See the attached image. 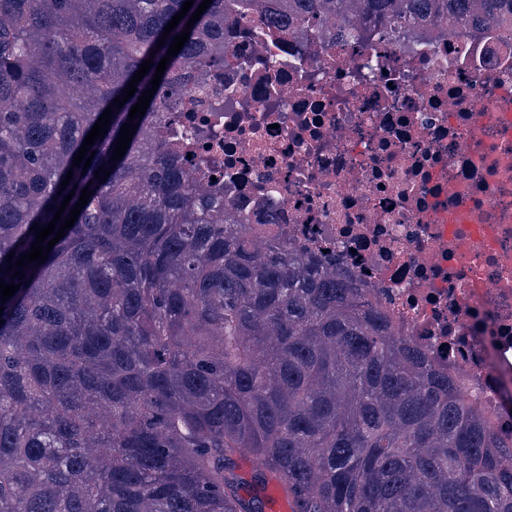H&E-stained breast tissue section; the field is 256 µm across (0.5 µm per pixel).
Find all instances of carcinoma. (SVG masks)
Segmentation results:
<instances>
[{"label": "carcinoma", "instance_id": "obj_1", "mask_svg": "<svg viewBox=\"0 0 512 512\" xmlns=\"http://www.w3.org/2000/svg\"><path fill=\"white\" fill-rule=\"evenodd\" d=\"M184 2L0 0V277L19 285L0 313V512H264L269 474L292 512H512L507 444L458 380L335 271L254 245L150 132L159 94L112 158L202 0L157 46ZM232 8L277 26L512 22V0H212L159 88L224 64ZM149 58L91 166L72 165ZM85 188L46 261L16 267L31 226L73 190L66 221Z\"/></svg>", "mask_w": 512, "mask_h": 512}]
</instances>
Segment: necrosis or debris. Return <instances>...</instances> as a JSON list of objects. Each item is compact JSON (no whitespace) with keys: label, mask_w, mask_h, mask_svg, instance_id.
Instances as JSON below:
<instances>
[{"label":"necrosis or debris","mask_w":512,"mask_h":512,"mask_svg":"<svg viewBox=\"0 0 512 512\" xmlns=\"http://www.w3.org/2000/svg\"><path fill=\"white\" fill-rule=\"evenodd\" d=\"M366 28L359 41L355 29ZM156 138L256 239L323 257L512 440V25L224 18Z\"/></svg>","instance_id":"4bbe7bcc"}]
</instances>
